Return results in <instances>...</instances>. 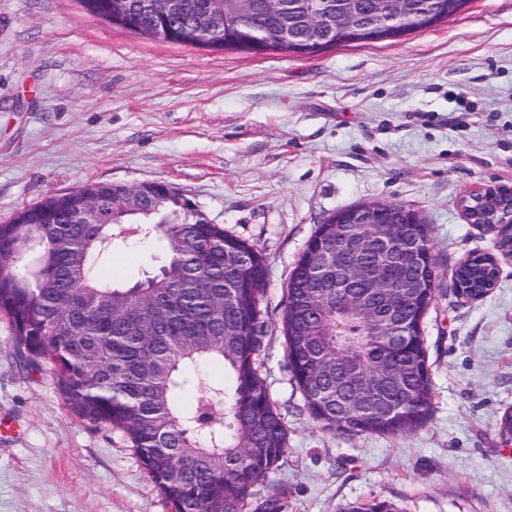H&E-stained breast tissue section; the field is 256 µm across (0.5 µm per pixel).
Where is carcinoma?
I'll return each mask as SVG.
<instances>
[{"label":"carcinoma","mask_w":512,"mask_h":512,"mask_svg":"<svg viewBox=\"0 0 512 512\" xmlns=\"http://www.w3.org/2000/svg\"><path fill=\"white\" fill-rule=\"evenodd\" d=\"M137 31L171 30L185 46L201 39L195 19L203 11L222 19L211 36L224 48L254 53L300 52L351 42L349 34L313 32L306 13L314 0H294L288 37L282 18L252 0L253 13L238 20V0H182L167 18L157 0H123ZM448 18V0H408L404 33L423 29L421 14ZM136 224H78L54 194L18 211L20 224H0V316L13 343L33 366L44 362L67 407L92 426L119 431L171 512H288V488L253 493L278 467L288 445V424L272 400L258 365L266 338L262 297L265 255L248 240L211 224L198 209L159 205L141 194ZM417 258L399 267L405 242L372 252L360 262L380 274L384 287L358 282L356 293L378 310L396 303L404 323L390 336L366 306L336 304V275L320 282L311 272L324 252L344 239L388 236L386 224L317 225L291 270L281 324L288 368L311 417L346 437L406 435L431 411V371L423 322L437 288L430 227L413 210ZM167 253L155 275L128 286L104 269L130 231ZM35 241L16 250L19 237ZM459 287L478 299L497 281L488 254H473L455 271ZM224 364V384L198 373L211 361ZM343 512H404L374 499Z\"/></svg>","instance_id":"1"}]
</instances>
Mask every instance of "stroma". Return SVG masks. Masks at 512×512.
Wrapping results in <instances>:
<instances>
[{"label":"stroma","instance_id":"stroma-1","mask_svg":"<svg viewBox=\"0 0 512 512\" xmlns=\"http://www.w3.org/2000/svg\"><path fill=\"white\" fill-rule=\"evenodd\" d=\"M467 92L470 106L455 96ZM165 181L269 266L260 369L288 448L256 488L289 512L387 500L404 512H512V259L475 301L454 269L495 249L460 199L512 187V0L394 41L319 54L183 46L112 26L80 0H0V224L89 182ZM389 202L430 226L440 276L425 323L432 413L407 435L343 438L309 415L281 336L288 274L338 209ZM150 242L112 253L123 283ZM0 512H170L120 433L66 407L0 319Z\"/></svg>","mask_w":512,"mask_h":512}]
</instances>
